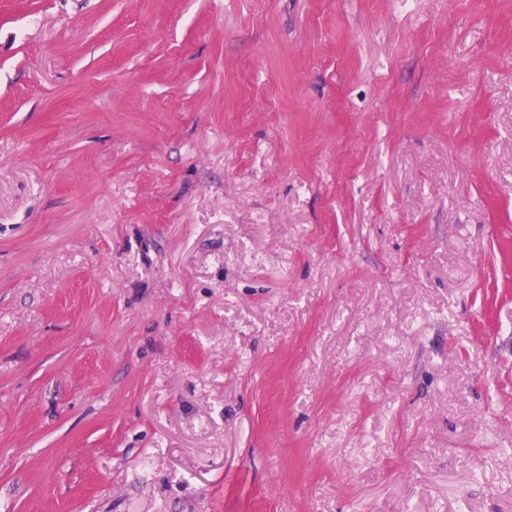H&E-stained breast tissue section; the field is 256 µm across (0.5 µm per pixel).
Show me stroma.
Returning a JSON list of instances; mask_svg holds the SVG:
<instances>
[{
	"label": "stroma",
	"instance_id": "35a3bbf8",
	"mask_svg": "<svg viewBox=\"0 0 512 512\" xmlns=\"http://www.w3.org/2000/svg\"><path fill=\"white\" fill-rule=\"evenodd\" d=\"M0 512H512V0H0Z\"/></svg>",
	"mask_w": 512,
	"mask_h": 512
}]
</instances>
